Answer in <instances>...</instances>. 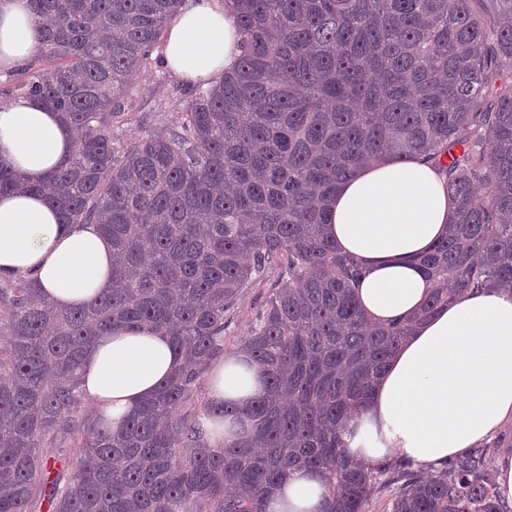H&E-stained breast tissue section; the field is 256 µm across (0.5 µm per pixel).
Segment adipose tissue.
<instances>
[{
	"label": "adipose tissue",
	"instance_id": "1",
	"mask_svg": "<svg viewBox=\"0 0 512 512\" xmlns=\"http://www.w3.org/2000/svg\"><path fill=\"white\" fill-rule=\"evenodd\" d=\"M235 0H183L168 23L163 57L177 78L218 82L240 56ZM28 0H0V70L26 67L40 52ZM76 134L34 97L0 102V165L19 187L0 192V268L34 273L41 295L60 308L85 304L112 284V245L94 225H63L32 184L72 154ZM453 203L430 160L392 157L362 166L330 204L327 233L362 268L357 295L375 324L417 318L376 381L363 409L342 423L348 457L372 463L402 457L441 466L512 422V291L457 297L425 319L433 284L419 260L442 238ZM182 364L169 337L143 329L97 337L82 366V389L120 428ZM208 398L243 408L264 388L263 370L242 350L208 371ZM323 475L287 472L266 512H325Z\"/></svg>",
	"mask_w": 512,
	"mask_h": 512
}]
</instances>
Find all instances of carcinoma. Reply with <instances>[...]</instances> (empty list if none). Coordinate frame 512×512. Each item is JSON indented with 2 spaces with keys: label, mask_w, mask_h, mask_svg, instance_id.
Listing matches in <instances>:
<instances>
[{
  "label": "carcinoma",
  "mask_w": 512,
  "mask_h": 512,
  "mask_svg": "<svg viewBox=\"0 0 512 512\" xmlns=\"http://www.w3.org/2000/svg\"><path fill=\"white\" fill-rule=\"evenodd\" d=\"M237 68L176 90L172 126L123 140L133 83L179 0H29L43 65L14 91L61 113L73 153L31 186L64 224L112 242V288L56 309L31 275L0 269V512H265L290 470L322 472L328 512H503L486 449L422 477L353 463L341 421L363 408L414 325H370L361 269L324 233L358 168L425 156L455 220L422 257L424 318L461 294L512 291V0H240ZM286 280L244 349L265 389L252 433L214 447L234 416L198 388L224 356V316L281 258ZM150 328L184 365L117 434L80 371L96 337ZM72 475H67L68 468Z\"/></svg>",
  "instance_id": "cac0c4a2"
}]
</instances>
